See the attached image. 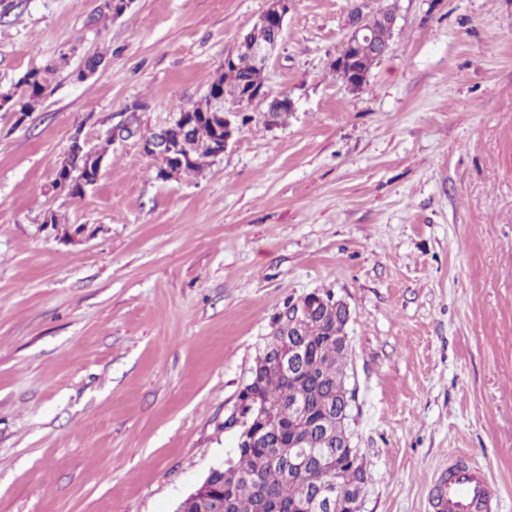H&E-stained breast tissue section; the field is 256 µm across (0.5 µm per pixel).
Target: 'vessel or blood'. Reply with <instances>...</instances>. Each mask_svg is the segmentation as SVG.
<instances>
[{
	"label": "vessel or blood",
	"instance_id": "b4317fda",
	"mask_svg": "<svg viewBox=\"0 0 512 512\" xmlns=\"http://www.w3.org/2000/svg\"><path fill=\"white\" fill-rule=\"evenodd\" d=\"M499 489L478 466L453 463L441 472L432 495L434 512H496Z\"/></svg>",
	"mask_w": 512,
	"mask_h": 512
}]
</instances>
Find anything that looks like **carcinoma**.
<instances>
[{"instance_id": "carcinoma-1", "label": "carcinoma", "mask_w": 512, "mask_h": 512, "mask_svg": "<svg viewBox=\"0 0 512 512\" xmlns=\"http://www.w3.org/2000/svg\"><path fill=\"white\" fill-rule=\"evenodd\" d=\"M355 20L372 35L370 42L353 50L358 57L354 77L364 79L372 65L391 50V33L379 15L370 20L368 15L358 13ZM57 73L58 66L50 64L29 70L11 87H0V107H5L8 112L30 115L46 97ZM352 78L343 76L341 80L348 83ZM224 84L235 89L241 86H262L264 76L247 56L238 55L235 57L234 67L218 74L210 82V87ZM180 111L194 113L193 124L186 133H181L175 127L158 128L145 137V140L149 141L162 134L174 139L181 138L180 152L184 156V162L173 169V172H198L206 160L213 157L212 145L217 138V127L221 123L209 112L207 98L186 108L182 107ZM103 159L104 153L101 151L88 149L80 152L72 146L69 147L60 177L66 182L71 196L81 195L83 182L95 176V166ZM316 296L317 293L312 292L304 299L310 316L302 328L303 339L313 349L321 342L329 341V336L336 332V314L321 304L314 305ZM347 355V350L338 347L317 362L314 361L313 354L307 358L306 367L301 374V387L309 395V407L313 417L301 428V439L313 443L318 440L319 427L315 416L323 412V405L327 400L336 399V394L341 392L343 383L339 372L340 366L347 360ZM262 393L268 412V423L256 447L235 448L232 467L222 465L215 468L195 494L186 496L179 503L177 512H201L214 501L224 504V512H265L264 504L271 502L286 505L292 512H297L300 502L309 497L326 477L345 487H358L366 482V473L362 466L349 462L344 451L326 462L313 458L304 469L296 472L289 470L284 461H268L273 449L288 443V426L293 419V413L288 411L286 384L279 376H266ZM325 466L329 468V475L326 477L322 475Z\"/></svg>"}]
</instances>
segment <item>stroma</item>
<instances>
[{
	"mask_svg": "<svg viewBox=\"0 0 512 512\" xmlns=\"http://www.w3.org/2000/svg\"><path fill=\"white\" fill-rule=\"evenodd\" d=\"M9 2L0 86L60 73L25 122L0 110V512H175L232 457L273 317L316 291L351 314L362 512H430L452 460L512 512V0H292L248 123L168 181L110 130L200 102L266 0ZM357 3L397 21L354 92L331 61ZM77 131L105 156L69 197Z\"/></svg>",
	"mask_w": 512,
	"mask_h": 512,
	"instance_id": "1",
	"label": "stroma"
}]
</instances>
